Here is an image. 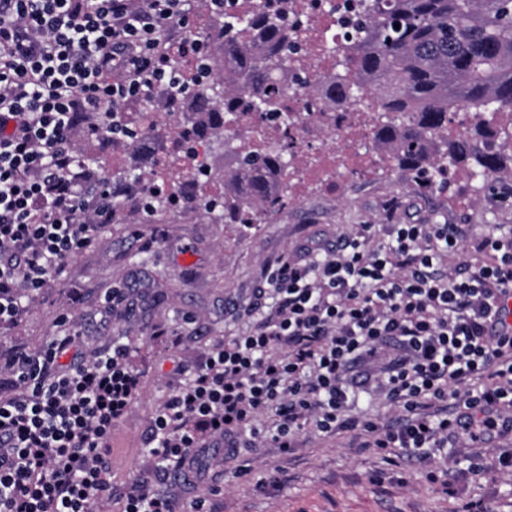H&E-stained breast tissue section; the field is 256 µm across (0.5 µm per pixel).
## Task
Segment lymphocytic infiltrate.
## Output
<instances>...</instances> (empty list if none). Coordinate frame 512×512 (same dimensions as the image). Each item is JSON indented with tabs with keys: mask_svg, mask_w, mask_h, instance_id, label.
<instances>
[{
	"mask_svg": "<svg viewBox=\"0 0 512 512\" xmlns=\"http://www.w3.org/2000/svg\"><path fill=\"white\" fill-rule=\"evenodd\" d=\"M189 0H0V325L88 249L112 219L79 164L76 139L127 148L130 100L177 87L170 53L188 32ZM385 242H377V234ZM449 224L360 225L335 249L284 255L249 304L246 334L216 345L154 414L151 454L176 467L212 448L293 451L306 425L356 447L428 462L457 431L486 444L512 430V236L488 234L464 276ZM403 418L352 415L354 365L380 363ZM0 382V512H94L112 498V426L143 376L127 345L83 350L75 334L20 349Z\"/></svg>",
	"mask_w": 512,
	"mask_h": 512,
	"instance_id": "lymphocytic-infiltrate-1",
	"label": "lymphocytic infiltrate"
}]
</instances>
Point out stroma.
<instances>
[{"mask_svg": "<svg viewBox=\"0 0 512 512\" xmlns=\"http://www.w3.org/2000/svg\"><path fill=\"white\" fill-rule=\"evenodd\" d=\"M456 224L461 248L489 232L512 234V174L490 190L471 191L458 201L448 191L414 182L411 172L389 167L369 184H347L336 198L289 202L273 224H215L187 211L173 221L110 223L90 248L69 261L63 280L50 281L26 301L16 322L0 327V355L37 350L77 326L83 346L104 349L128 344L131 366L143 388L125 417L112 428V489L122 493L140 479L172 496L177 512L210 494V477L223 472L215 512H456L460 503L481 500L494 512H512V475L499 469L512 453V433L497 436L482 454L483 471L468 467L474 450L465 433L451 447L434 451L431 466H449L459 492L448 496L427 481L412 460L391 465L380 455L350 448L344 435L301 434L293 455L276 448L242 449L235 463L210 449L200 466L203 480L187 487L171 469H158L149 437L155 410L185 374L204 363L213 345L245 332L239 309L248 305L266 266L284 254L337 238L359 224ZM178 334L170 346L162 330ZM243 476H235L234 468ZM280 471L274 489L256 484Z\"/></svg>", "mask_w": 512, "mask_h": 512, "instance_id": "35a3bbf8", "label": "stroma"}]
</instances>
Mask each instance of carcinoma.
I'll return each mask as SVG.
<instances>
[{
    "label": "carcinoma",
    "instance_id": "cac0c4a2",
    "mask_svg": "<svg viewBox=\"0 0 512 512\" xmlns=\"http://www.w3.org/2000/svg\"><path fill=\"white\" fill-rule=\"evenodd\" d=\"M223 2L204 0L192 28L193 59L172 54L183 84L170 111L192 114L182 146L204 140L237 160L222 173H178L173 182L204 211H220L216 223L245 224L248 211L267 215L286 205L288 184L275 179L292 162L281 78L312 34L304 20L288 25V0H246L232 14ZM342 22L344 40L320 48L341 77L295 74V84L309 89L320 107L375 113L376 145L387 148L397 166L429 174L431 188L461 171L484 189L512 170V136L499 143L492 127L500 113H512V0H358ZM212 37L222 41L218 59L209 50ZM460 109L488 121L451 134L448 114ZM246 112L279 124L282 142L240 150L229 132ZM117 179L146 195L149 213L169 208L171 199L149 177L127 167Z\"/></svg>",
    "mask_w": 512,
    "mask_h": 512
}]
</instances>
